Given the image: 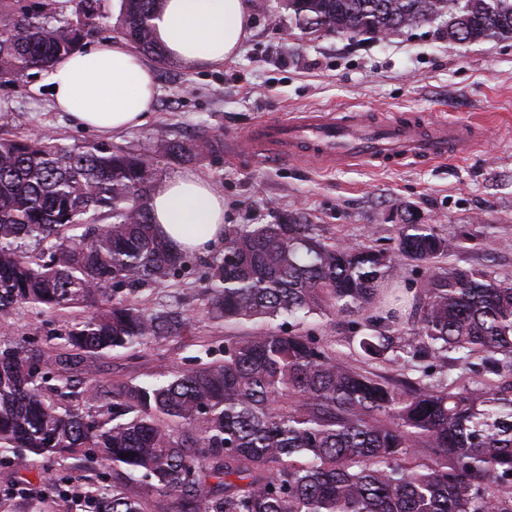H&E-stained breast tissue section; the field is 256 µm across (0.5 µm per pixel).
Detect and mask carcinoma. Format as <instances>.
Instances as JSON below:
<instances>
[{
  "mask_svg": "<svg viewBox=\"0 0 512 512\" xmlns=\"http://www.w3.org/2000/svg\"><path fill=\"white\" fill-rule=\"evenodd\" d=\"M280 2L309 33L388 35L446 16L450 41L512 36V0ZM164 3L122 0L119 31L161 64L152 20ZM104 13L102 0H76L73 18L0 0V81L50 74ZM223 148L218 135L148 149L0 137V314L74 317L45 346L0 342V454L16 468L53 464L38 477L58 497L69 461L112 469V493L83 487L90 512H512V280L434 267L411 298L391 287L399 257L430 264L448 250L432 224L400 225L394 254L298 214L224 225L205 311L253 333L169 377L117 384L93 413L71 407L78 388L97 396L86 361L195 330L123 291L188 268L151 222L158 159L185 165ZM373 307L384 315H366ZM344 314L362 331L347 353L303 333Z\"/></svg>",
  "mask_w": 512,
  "mask_h": 512,
  "instance_id": "carcinoma-1",
  "label": "carcinoma"
}]
</instances>
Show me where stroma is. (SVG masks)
<instances>
[{"label": "stroma", "instance_id": "35a3bbf8", "mask_svg": "<svg viewBox=\"0 0 512 512\" xmlns=\"http://www.w3.org/2000/svg\"><path fill=\"white\" fill-rule=\"evenodd\" d=\"M266 3V10H253V34L237 59L197 70L157 65L156 106L137 129L104 138L80 127L54 110L48 76L34 72L0 83V101L11 106L0 112V129L135 149L160 138L218 135L223 153L196 169L223 194L226 223L284 224L298 213L343 241L391 251L400 224L411 218L435 225L447 240L439 266L512 278V38L451 42L437 21L382 39L309 35L289 21L279 0ZM320 110L443 115L480 124L485 137L460 158L390 168L281 161L248 140L260 123ZM223 255L220 247L192 255V274L134 296L154 309L185 311L196 322L194 335L94 359L90 378L104 385L145 380L183 367L201 346L241 335V328L209 321L202 305V264ZM67 323L56 313L17 309L0 315V339L43 343Z\"/></svg>", "mask_w": 512, "mask_h": 512}]
</instances>
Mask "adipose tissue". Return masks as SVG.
Masks as SVG:
<instances>
[{
  "label": "adipose tissue",
  "instance_id": "ef3b65f1",
  "mask_svg": "<svg viewBox=\"0 0 512 512\" xmlns=\"http://www.w3.org/2000/svg\"><path fill=\"white\" fill-rule=\"evenodd\" d=\"M251 23L249 0H166L154 27L166 58L203 69L237 57ZM50 80L55 110L103 135L143 125L157 97L152 65L120 38L66 56ZM150 212L159 235L181 252L224 241V196L194 169L160 181Z\"/></svg>",
  "mask_w": 512,
  "mask_h": 512
}]
</instances>
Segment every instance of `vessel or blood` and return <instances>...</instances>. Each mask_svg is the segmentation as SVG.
<instances>
[{
    "instance_id": "obj_1",
    "label": "vessel or blood",
    "mask_w": 512,
    "mask_h": 512,
    "mask_svg": "<svg viewBox=\"0 0 512 512\" xmlns=\"http://www.w3.org/2000/svg\"><path fill=\"white\" fill-rule=\"evenodd\" d=\"M258 143L276 157L296 156L322 165L379 163L397 166L409 159L439 161L463 154L477 139L460 123H424L405 115L375 120L362 112H308L285 124L263 125Z\"/></svg>"
}]
</instances>
